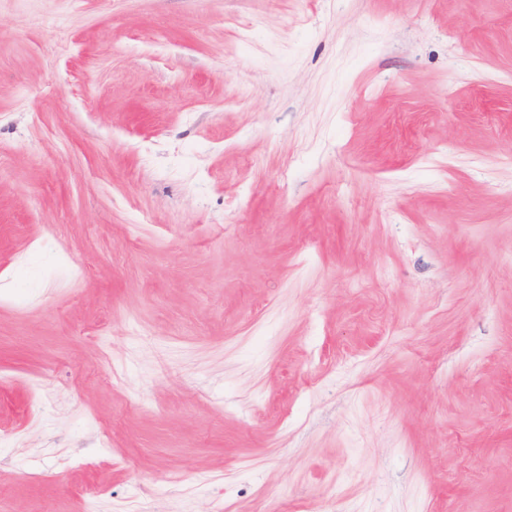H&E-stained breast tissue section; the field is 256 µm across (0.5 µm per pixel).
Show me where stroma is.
<instances>
[{"instance_id":"35a3bbf8","label":"stroma","mask_w":512,"mask_h":512,"mask_svg":"<svg viewBox=\"0 0 512 512\" xmlns=\"http://www.w3.org/2000/svg\"><path fill=\"white\" fill-rule=\"evenodd\" d=\"M512 0H0V512H512Z\"/></svg>"}]
</instances>
